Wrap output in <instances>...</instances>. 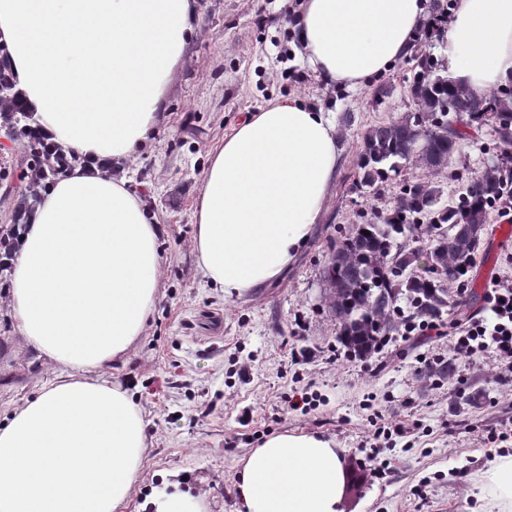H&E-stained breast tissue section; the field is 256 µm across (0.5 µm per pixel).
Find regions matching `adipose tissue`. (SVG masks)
<instances>
[{
  "label": "adipose tissue",
  "mask_w": 512,
  "mask_h": 512,
  "mask_svg": "<svg viewBox=\"0 0 512 512\" xmlns=\"http://www.w3.org/2000/svg\"><path fill=\"white\" fill-rule=\"evenodd\" d=\"M429 0H302L303 64L362 88L407 52ZM197 26V0H0V43L36 126L81 163L41 192L12 252L16 331L55 375L0 424V512H124L147 453L133 392L104 368L140 341L158 300L161 227L112 166L158 132ZM442 68L477 94L512 84V0H454ZM339 162L331 113L286 97L244 118L211 155L193 222L204 277L226 296L276 281L308 241ZM331 439L284 431L242 460L245 512H338ZM482 512H512V455L479 477ZM153 512H210L179 483Z\"/></svg>",
  "instance_id": "obj_1"
}]
</instances>
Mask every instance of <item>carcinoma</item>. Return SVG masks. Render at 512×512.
<instances>
[{"label": "carcinoma", "mask_w": 512, "mask_h": 512, "mask_svg": "<svg viewBox=\"0 0 512 512\" xmlns=\"http://www.w3.org/2000/svg\"><path fill=\"white\" fill-rule=\"evenodd\" d=\"M452 6L453 0H433L431 28L442 32ZM6 56L1 46L0 121L20 118L12 137L26 159L11 173L0 171L5 194L14 202V224L0 235V277L7 275L11 241L40 188L76 162L35 132ZM409 60L406 83L414 110L357 132L355 187L375 191L413 163L426 175L402 182L389 207L373 210L328 242L327 307L336 320V341L358 357L377 353L406 321L438 319L454 304L449 286L480 253L490 215L512 197V86L480 95L456 86L422 40ZM393 92L392 84L382 81L372 100L386 105ZM486 127L496 160L473 173L463 192L442 202L443 190L432 176L448 167L469 131ZM418 229L426 236L423 246L412 245Z\"/></svg>", "instance_id": "cac0c4a2"}]
</instances>
